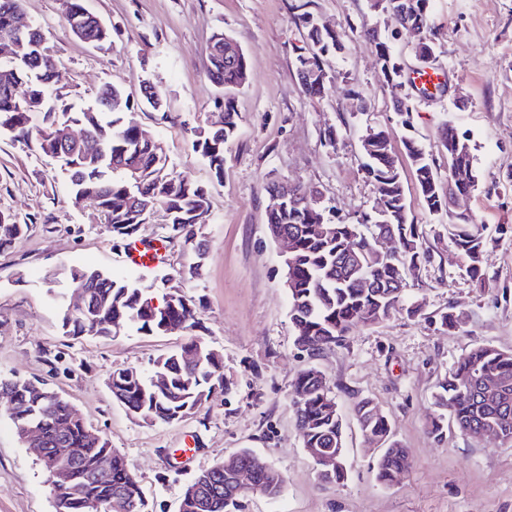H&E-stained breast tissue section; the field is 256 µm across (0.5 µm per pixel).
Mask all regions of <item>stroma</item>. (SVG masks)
<instances>
[{
    "label": "stroma",
    "mask_w": 512,
    "mask_h": 512,
    "mask_svg": "<svg viewBox=\"0 0 512 512\" xmlns=\"http://www.w3.org/2000/svg\"><path fill=\"white\" fill-rule=\"evenodd\" d=\"M293 0H82L108 29L94 47L70 30L62 0H24V20L41 29L55 59L57 92L75 108L91 105L105 84L130 99L125 120L163 143L169 165L210 191V215L200 234L207 252L200 277L185 282L203 324L195 336L224 360V394L186 421L143 423L108 388L113 370L152 372L155 360L180 350L189 333L147 335L121 325L105 339L71 338L62 303L71 297L70 271L91 268L139 281L161 297L164 277L194 260L181 239H167L162 213L141 225L144 239H166L164 264L138 274L121 260L124 241L96 208L74 203L59 164L34 148L0 136V211L28 225L26 237L0 253V376L42 380L67 399L87 425L123 453L138 477L149 512H177L183 488L198 474L247 448L279 470L284 489L271 499L254 492L240 512H512V444L472 438L447 425L430 432L434 395L457 358L476 345L512 351V0H431L435 59L443 88L418 92L411 81L423 64L416 39L369 0H309L321 25L347 34L340 56L324 60L325 90L311 96L298 79L304 45ZM391 37L405 76L388 85L366 30ZM234 37L247 58L236 96L240 121L224 147V176L214 180L193 148L195 132L224 114L208 73L216 33ZM162 93L153 110L141 102L143 82ZM369 109L355 112L349 90ZM411 99V129L393 110ZM453 123L469 139L473 187L454 195L446 214L425 210L404 139L413 136L432 158L439 190H448V154L439 133ZM336 132L335 146L324 140ZM385 132L397 159L406 202L424 258L405 274L407 301L423 305L381 323L353 329L311 357L294 345L282 246L269 234L265 187L285 180L322 193L336 214L355 219L376 205L364 169L362 140ZM480 222L487 246L484 286L460 265L448 237L458 216ZM461 313L456 332L442 327L447 310ZM321 370L345 426L348 474L322 482L297 429L291 387L304 369ZM370 400L408 448L410 468L390 485L377 478V454L365 444L354 407ZM0 512H55L48 475L20 441L0 398Z\"/></svg>",
    "instance_id": "35a3bbf8"
}]
</instances>
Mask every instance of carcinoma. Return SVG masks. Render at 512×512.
Wrapping results in <instances>:
<instances>
[{
    "instance_id": "1",
    "label": "carcinoma",
    "mask_w": 512,
    "mask_h": 512,
    "mask_svg": "<svg viewBox=\"0 0 512 512\" xmlns=\"http://www.w3.org/2000/svg\"><path fill=\"white\" fill-rule=\"evenodd\" d=\"M405 2L410 23L419 22L427 31L434 27L430 0ZM21 5L23 0H0V35L11 29L14 10ZM70 5L75 13L84 16L85 37L103 43L108 40L107 28L85 13L80 0H70ZM297 19L306 33L308 67L320 72L324 57L343 52L346 34L329 36L325 28L315 25L307 11ZM365 36L374 45L387 82L393 87L400 86L399 61L389 46L373 32L367 31ZM208 62V76L223 94L224 126L196 132L193 147L207 160L213 177L219 181L224 174V144L235 136L238 128L234 97L242 86L240 73L247 69V62L243 52L231 59L213 50L208 52ZM4 69L14 70L16 77L9 87L0 83V134L59 161L69 176L74 203L92 204L112 234L122 239L136 234L138 225L148 219L150 212L160 209L166 224L180 225L184 242L191 243L197 253L204 249L191 212L198 205L210 208L207 190L191 176L168 170L167 155L157 148L158 140L151 141L144 137L145 130L121 122L120 107L109 108L110 100L122 99L117 88L104 86L95 105L75 112L54 93L53 69L38 50H32L25 60L0 62V71ZM35 111L44 112L45 122L36 132L28 125L29 113ZM69 122L85 126L90 138L74 155L58 156L53 133ZM441 145L450 156L459 151L471 153L468 139L460 137L451 124L441 129ZM405 149L425 208L433 214L448 211V196L438 191V173L425 150L412 139L405 141ZM363 150L378 195L387 197L392 208L387 222L375 224L376 232L367 235L362 224L339 218L324 225L322 233L312 234L309 228L317 223L319 212L288 202L267 214V223L281 225L294 237V263L288 272L292 285L288 289L289 313L295 329V346L311 356L342 342L353 327L382 322L402 309L405 288L399 279L405 267L417 265L420 257L418 229L409 219L399 167L387 155L384 145L373 143ZM126 196L135 198L130 207L112 208L114 199ZM455 228L451 243L457 258L471 281L482 286L485 278L481 258L486 240L468 215ZM28 230L29 225L18 224L0 211V250L12 248ZM386 236L398 239L399 246L395 253L381 258V240ZM359 250L373 256L371 263L362 268L354 267L348 259V254ZM70 277L76 288H85L97 296L110 295L112 304L64 314L62 327L68 336L107 337L123 321L138 332L161 334L165 320L180 317L191 332L201 327L189 297L178 310L165 316L160 310L162 302L159 309L148 310L150 297L134 281L89 269H75ZM186 346L204 351L203 366L188 363L180 351L158 359L155 367L168 376L167 392L157 391L143 371L123 367L112 371V396L134 415L148 417L155 423L168 424L192 414L202 404L207 375L223 374L224 365L221 356L211 355L202 342L192 339ZM486 380L499 386L498 399L491 401L483 396ZM19 382L18 378L0 379V394L6 395L16 425L31 418L43 405L36 391L19 387ZM292 397L304 447H339L344 432L339 429L336 401L327 381L320 379L313 368H307L295 379ZM436 403L449 410L461 433L477 438L495 426L512 441V352L484 345L462 354L439 383ZM373 410L368 400L356 404L363 436L385 449L377 462V477L389 485L410 467V455L408 449L392 440L387 418L373 414ZM40 423L47 453L56 454L62 448L87 449L85 472L94 470L102 453L112 456L109 474L90 481L83 500L66 503L64 512H147L141 485L131 476L124 455L106 438L97 445L90 443L86 423L72 419L68 401L52 404L43 412ZM284 483L283 475L276 469L261 472L256 475L251 491L274 499L282 493ZM214 484L223 491L236 489L232 476L213 470L195 484L202 500L209 499Z\"/></svg>"
}]
</instances>
